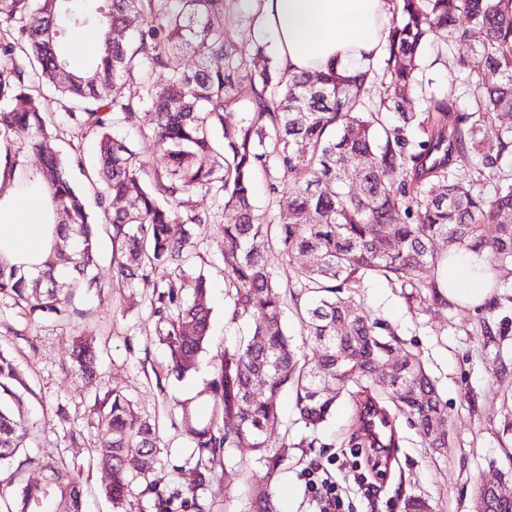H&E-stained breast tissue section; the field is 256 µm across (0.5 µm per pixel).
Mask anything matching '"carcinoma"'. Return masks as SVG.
I'll list each match as a JSON object with an SVG mask.
<instances>
[{
	"instance_id": "obj_1",
	"label": "carcinoma",
	"mask_w": 512,
	"mask_h": 512,
	"mask_svg": "<svg viewBox=\"0 0 512 512\" xmlns=\"http://www.w3.org/2000/svg\"><path fill=\"white\" fill-rule=\"evenodd\" d=\"M229 8L230 0H88L82 9L74 0H0V143L8 151L23 140L42 157L63 231V245L37 277L0 264V295L34 318L71 317L68 298L92 282L98 231L75 183L77 170L94 191L112 242V278L152 289L155 337L169 351L171 372L184 377L196 369L211 325L206 279L191 276L188 252L193 232L214 223L215 214L193 202L197 193L209 194L235 213L216 258L230 299L228 322L245 324L247 333L224 348L207 422L197 418L193 400H173L199 457L251 448L268 469L281 466L272 432L285 389L294 392L299 419L312 429L327 422L340 397H352L350 442L357 448L376 447L364 423L373 411L388 425L385 443L398 447L383 395L413 418L427 447L446 448V403L433 380L410 353L390 366L391 381L382 380L378 368L397 340L341 294L383 278L416 310L446 307L438 269L449 252L485 253L495 280L512 269V175L496 172L498 159L512 154V127L498 135L496 154L449 170L453 154L479 150L486 122L512 112V0H396L385 42L386 96L375 112L365 103L374 78L370 65L290 77L276 68L253 69L264 45L239 44L222 23ZM89 25L99 32L100 50L82 72H70L68 47ZM131 28L140 42H151L152 56L138 58L125 37ZM462 40L472 41L474 54L498 76L492 84L475 78L472 112L450 131L440 125L453 108L449 96H430L419 116L402 111L420 84V48L430 44L437 59L465 67V58L448 57V46ZM186 50L197 58L191 70L183 63ZM157 70L167 75L163 86L152 81ZM49 91L63 100L62 121L96 136L93 167L79 152L66 158L56 150L59 120L43 106ZM390 111L402 123L389 122ZM413 121L427 139L411 151L406 129ZM121 127L139 129L155 154L143 158L117 138L114 130ZM259 177L267 197L263 210L254 199ZM114 199L125 206L111 211ZM282 210L288 223H274V212ZM486 224L496 225L489 241ZM275 246L284 257L307 254L313 262L292 267L282 285L268 260ZM290 301L301 335L321 351L315 367L298 358L284 330ZM98 354L94 339L75 338L71 369L97 381ZM25 388L13 360L0 352V396L18 405ZM95 406L107 433L96 461L120 475L105 495L121 507L129 496L123 476L147 478L160 454L156 427L123 394L107 391ZM226 419L235 425L224 427ZM30 435L28 419L0 401V468ZM43 468L49 481L21 487L16 508L7 503L5 512H43L50 500L62 512H83L79 474L52 462ZM251 507L270 512L268 489L254 490Z\"/></svg>"
}]
</instances>
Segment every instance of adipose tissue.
<instances>
[{
    "instance_id": "adipose-tissue-1",
    "label": "adipose tissue",
    "mask_w": 512,
    "mask_h": 512,
    "mask_svg": "<svg viewBox=\"0 0 512 512\" xmlns=\"http://www.w3.org/2000/svg\"><path fill=\"white\" fill-rule=\"evenodd\" d=\"M257 38H268L281 72H343L378 54L389 16L385 0H262ZM58 214L39 172L9 164L0 148V263L44 269L59 240ZM485 256L458 253L442 263L450 303L479 307L491 295Z\"/></svg>"
}]
</instances>
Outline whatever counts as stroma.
<instances>
[{
  "instance_id": "35a3bbf8",
  "label": "stroma",
  "mask_w": 512,
  "mask_h": 512,
  "mask_svg": "<svg viewBox=\"0 0 512 512\" xmlns=\"http://www.w3.org/2000/svg\"><path fill=\"white\" fill-rule=\"evenodd\" d=\"M421 71L426 85L408 98L405 111H424L429 96L451 93L457 105L449 111L447 124L458 125L470 107L472 74L438 63L430 48L423 52ZM233 219V214L218 213L215 223L191 239L189 251L195 271L206 278L212 317L198 368L182 379L168 373L165 346L150 339L149 290L113 285L112 245L106 234L97 236L94 280L73 297L78 313L71 320L32 318L12 298L0 296V350L15 360L27 380L24 408L35 432L26 450L31 462L19 468L15 484L46 481L49 473L41 467L45 461L74 466L84 484L85 512H117L103 495L113 480L111 472L91 461L102 440L95 398L103 386L128 396L159 430L162 453L147 479L133 480L132 512H159L154 495L145 491L149 482L170 496L173 512H251L252 490L265 468L243 448L239 454L247 465L215 460L208 465L209 485L195 486L200 459L172 407L173 398L208 389L225 346L240 334L224 318V274L213 259L224 225ZM501 281V305L479 309L451 304L419 311L382 279L365 280L351 291L355 303L384 320L420 358L448 405V446L439 452L426 448L406 418L397 417L398 446L383 478L374 482L376 494L369 502L354 498L353 512H402L408 495L426 499L430 512H474L477 480L499 471L512 473V274L502 275ZM486 324L494 331L493 339L482 335ZM76 336L95 337L100 345V385L87 383L66 367ZM354 418V402L344 398L319 429H306L296 422L292 393L284 392L274 437L286 439L287 445L281 450L284 463L270 482L277 512H313L304 474L315 465L352 486L361 461L358 449L349 444Z\"/></svg>"
}]
</instances>
